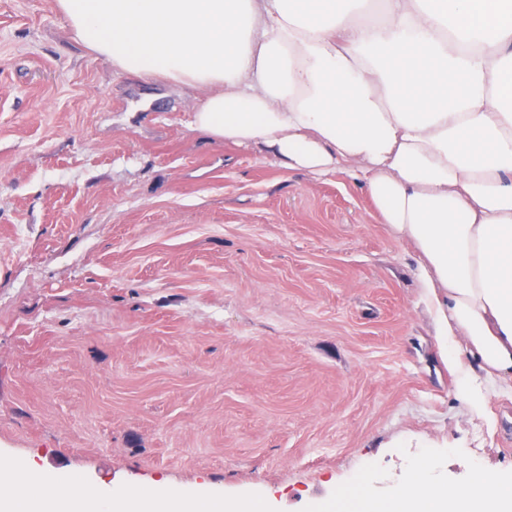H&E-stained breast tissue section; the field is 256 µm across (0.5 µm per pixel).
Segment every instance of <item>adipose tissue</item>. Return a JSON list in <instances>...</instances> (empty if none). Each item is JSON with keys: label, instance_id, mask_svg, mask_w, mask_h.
<instances>
[{"label": "adipose tissue", "instance_id": "1", "mask_svg": "<svg viewBox=\"0 0 512 512\" xmlns=\"http://www.w3.org/2000/svg\"><path fill=\"white\" fill-rule=\"evenodd\" d=\"M117 74L203 93L190 125L281 168L360 179L419 259L421 300L458 396L512 392V0H53ZM465 353H457L458 337ZM430 462L399 494L341 491L361 512H512V473L442 493ZM0 462V512H219L155 486L42 493Z\"/></svg>", "mask_w": 512, "mask_h": 512}]
</instances>
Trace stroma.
I'll return each mask as SVG.
<instances>
[{
  "instance_id": "1",
  "label": "stroma",
  "mask_w": 512,
  "mask_h": 512,
  "mask_svg": "<svg viewBox=\"0 0 512 512\" xmlns=\"http://www.w3.org/2000/svg\"><path fill=\"white\" fill-rule=\"evenodd\" d=\"M199 96L0 0V460L226 512L390 496L424 455L441 490L512 470V398L457 397L363 186L209 139Z\"/></svg>"
}]
</instances>
